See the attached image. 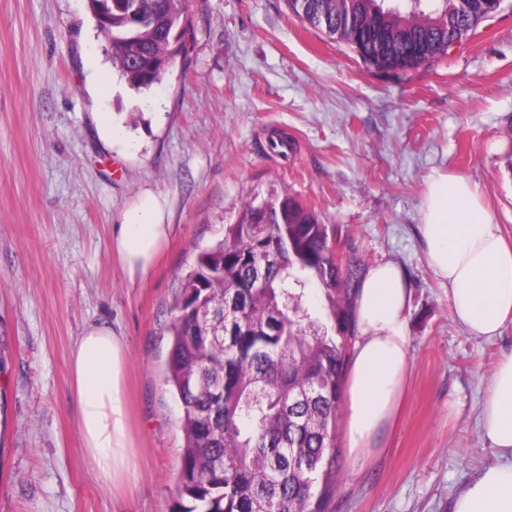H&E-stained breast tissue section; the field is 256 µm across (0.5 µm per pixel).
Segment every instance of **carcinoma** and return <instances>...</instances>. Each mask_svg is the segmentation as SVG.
Segmentation results:
<instances>
[{"label": "carcinoma", "mask_w": 512, "mask_h": 512, "mask_svg": "<svg viewBox=\"0 0 512 512\" xmlns=\"http://www.w3.org/2000/svg\"><path fill=\"white\" fill-rule=\"evenodd\" d=\"M112 68L135 91L186 54V0H86ZM304 22L373 66L401 44L442 54L458 0H287ZM490 4L470 0V32ZM328 226L287 194L249 202L201 250L176 297L166 385L185 446L174 512H326L336 490L337 410L356 336L362 264H336ZM321 291V314L310 291Z\"/></svg>", "instance_id": "cac0c4a2"}]
</instances>
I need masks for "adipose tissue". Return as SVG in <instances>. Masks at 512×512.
<instances>
[{
	"label": "adipose tissue",
	"mask_w": 512,
	"mask_h": 512,
	"mask_svg": "<svg viewBox=\"0 0 512 512\" xmlns=\"http://www.w3.org/2000/svg\"><path fill=\"white\" fill-rule=\"evenodd\" d=\"M427 261L448 286L455 319L488 341L512 324V243L466 177H428L419 226ZM172 234L165 206L144 191L113 225L110 250L130 278L148 280ZM410 280L392 261L369 267L355 301L356 340L345 395L348 450L362 458L396 422L409 379ZM127 348L105 323L89 326L70 353L81 448L109 488L130 484L135 464L126 395ZM494 453L455 498L452 512H512V351L503 353L480 411Z\"/></svg>",
	"instance_id": "ef3b65f1"
}]
</instances>
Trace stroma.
Listing matches in <instances>:
<instances>
[{
    "instance_id": "stroma-1",
    "label": "stroma",
    "mask_w": 512,
    "mask_h": 512,
    "mask_svg": "<svg viewBox=\"0 0 512 512\" xmlns=\"http://www.w3.org/2000/svg\"><path fill=\"white\" fill-rule=\"evenodd\" d=\"M189 12L185 57L139 93L113 72L86 0H0V512H173L184 438L163 377L170 304L243 202L282 191L344 258L395 261L411 283L400 417L358 462L338 437L329 512H451L495 460L479 414L512 325L493 341L465 331L418 226L427 177L459 174L512 241V0L447 54L388 73L286 0H190ZM283 133L285 156L269 147ZM146 189L174 230L141 282L109 238ZM97 323L128 347L137 479L120 491L85 459L70 383V350Z\"/></svg>"
}]
</instances>
